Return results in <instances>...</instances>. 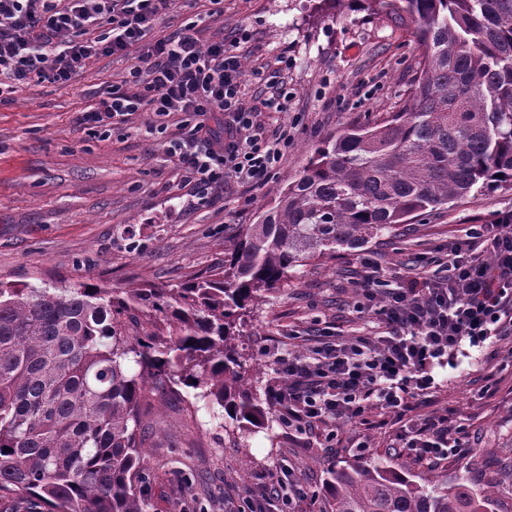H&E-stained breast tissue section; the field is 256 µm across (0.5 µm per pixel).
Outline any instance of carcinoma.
Returning <instances> with one entry per match:
<instances>
[{"instance_id":"1","label":"carcinoma","mask_w":512,"mask_h":512,"mask_svg":"<svg viewBox=\"0 0 512 512\" xmlns=\"http://www.w3.org/2000/svg\"><path fill=\"white\" fill-rule=\"evenodd\" d=\"M408 15L419 67L399 111L327 136L224 263L179 288L0 280V503L10 512H146L149 394L171 384L263 423L241 316L309 262L356 250L472 190H512V0H321ZM502 177H497V174ZM149 325L127 333L125 319ZM328 512H492L464 478L376 460L331 471Z\"/></svg>"}]
</instances>
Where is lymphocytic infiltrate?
<instances>
[{
  "instance_id": "1",
  "label": "lymphocytic infiltrate",
  "mask_w": 512,
  "mask_h": 512,
  "mask_svg": "<svg viewBox=\"0 0 512 512\" xmlns=\"http://www.w3.org/2000/svg\"><path fill=\"white\" fill-rule=\"evenodd\" d=\"M171 2L0 0V77L17 86L35 78L64 83L97 55L144 46V66L131 73L139 92H109L82 122L107 133L132 113H151L153 131L164 135L166 153L201 201L232 178L266 180L291 144L288 127L265 131L240 95V57L223 44H201L195 24L148 41ZM213 112L223 113L222 129L207 123ZM175 114L184 117L185 136L166 134ZM437 263L444 275L420 274L382 291L377 268L363 262V292L379 335L343 340L327 332L312 352L274 357L285 380L274 400L287 426L310 432L330 420L363 425L373 406L404 418L434 389L435 367L512 334V214L469 225ZM400 441L407 456L432 462L447 446L466 445L438 414L402 432Z\"/></svg>"
}]
</instances>
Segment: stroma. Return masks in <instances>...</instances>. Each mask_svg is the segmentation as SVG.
Segmentation results:
<instances>
[{"mask_svg":"<svg viewBox=\"0 0 512 512\" xmlns=\"http://www.w3.org/2000/svg\"><path fill=\"white\" fill-rule=\"evenodd\" d=\"M318 0H175L163 20L173 34L196 23L202 41L224 42L243 57L242 97L271 94L278 75L292 93L283 110L262 109L265 130L290 128L293 141L265 182L232 181L198 202L149 134L152 115L137 112L99 137L80 121L107 93L134 92L129 69L143 50L99 55L65 83L33 82L0 95V279L54 286L87 281L103 288H177L222 264L259 207L273 206L287 177L302 170L314 147L353 123L374 122L398 110L418 69L410 19L350 9L326 17ZM287 66H280V57ZM512 211V191L467 197L413 216L365 247L337 252L289 271L287 280L250 307L243 347L262 367L251 386L268 398L283 379L269 356L302 350L328 327L343 337L378 331L373 312L357 313L360 261L377 265L384 287L413 277L422 254L463 238L471 224H490ZM497 359H466L435 368L437 388L414 403L419 421L447 413L467 447L436 466L410 463L411 479H468L495 488L494 512H512V338ZM142 424L149 450L147 512H236L249 490L285 464L304 491L296 512H322L331 468L377 458L401 463L399 425L362 434L336 422L337 447L286 427L281 418L249 431L214 419L203 403L177 386L151 396Z\"/></svg>","mask_w":512,"mask_h":512,"instance_id":"obj_1","label":"stroma"}]
</instances>
